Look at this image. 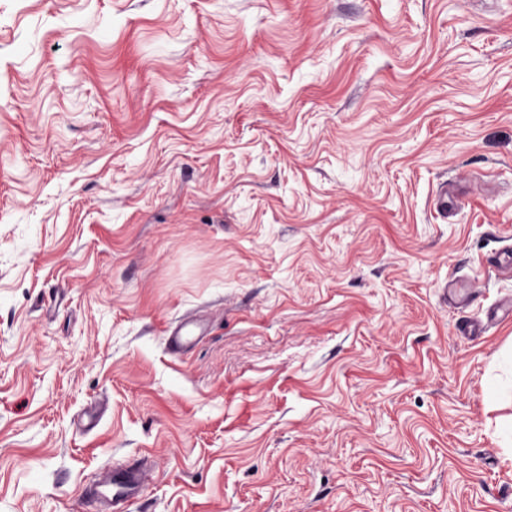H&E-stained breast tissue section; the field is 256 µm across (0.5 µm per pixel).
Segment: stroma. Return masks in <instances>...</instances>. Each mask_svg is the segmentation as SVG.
<instances>
[{"label": "stroma", "mask_w": 512, "mask_h": 512, "mask_svg": "<svg viewBox=\"0 0 512 512\" xmlns=\"http://www.w3.org/2000/svg\"><path fill=\"white\" fill-rule=\"evenodd\" d=\"M509 247L512 0H0V512H512ZM101 486H112V507L136 494L141 486L139 472L131 469H118L106 473Z\"/></svg>", "instance_id": "stroma-1"}]
</instances>
